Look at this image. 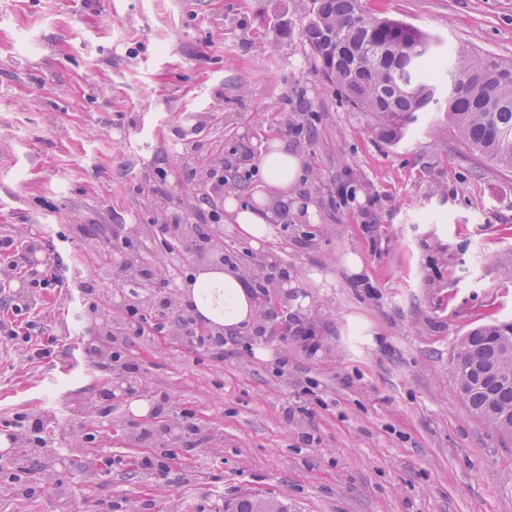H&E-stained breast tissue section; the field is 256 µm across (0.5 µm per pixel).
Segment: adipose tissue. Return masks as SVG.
Masks as SVG:
<instances>
[{
  "instance_id": "obj_1",
  "label": "adipose tissue",
  "mask_w": 512,
  "mask_h": 512,
  "mask_svg": "<svg viewBox=\"0 0 512 512\" xmlns=\"http://www.w3.org/2000/svg\"><path fill=\"white\" fill-rule=\"evenodd\" d=\"M256 162L264 179L252 205L239 204L234 192L224 195L225 223L236 225L240 236L254 245L273 239L279 211L296 199L305 168L302 156L277 139L263 143ZM181 291L197 320L218 333H234L253 324L258 316L257 300L241 272L220 264L198 268Z\"/></svg>"
}]
</instances>
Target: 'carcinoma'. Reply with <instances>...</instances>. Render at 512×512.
I'll list each match as a JSON object with an SVG mask.
<instances>
[{
	"mask_svg": "<svg viewBox=\"0 0 512 512\" xmlns=\"http://www.w3.org/2000/svg\"><path fill=\"white\" fill-rule=\"evenodd\" d=\"M305 34L323 75L369 117L380 139L400 142L423 112H440L471 157L512 172V64L458 46L449 65L420 28L363 0H301ZM458 393L472 413L512 438V322L480 326L453 354ZM236 512H286L240 499Z\"/></svg>",
	"mask_w": 512,
	"mask_h": 512,
	"instance_id": "cac0c4a2",
	"label": "carcinoma"
}]
</instances>
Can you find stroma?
Segmentation results:
<instances>
[{
  "mask_svg": "<svg viewBox=\"0 0 512 512\" xmlns=\"http://www.w3.org/2000/svg\"><path fill=\"white\" fill-rule=\"evenodd\" d=\"M365 6L443 53L512 61V0ZM302 24L298 0H0V239L61 281L27 292L0 252V320L56 339L52 357L19 342L0 362V422L41 419L50 443L0 450V512H216L255 496L288 512H512V442L462 402L451 365L468 331L512 319V173L474 161L436 112L379 140ZM272 139L303 156L298 195L317 217L281 214L262 251L229 230L224 246L272 275L276 301L220 348L128 331L130 304L189 316L178 285L205 263L186 236L149 242L153 276L127 296L108 256L135 255L128 227L208 223L228 188L249 202ZM285 323L312 328L315 349ZM116 324L131 389L88 354Z\"/></svg>",
  "mask_w": 512,
  "mask_h": 512,
  "instance_id": "1",
  "label": "stroma"
}]
</instances>
